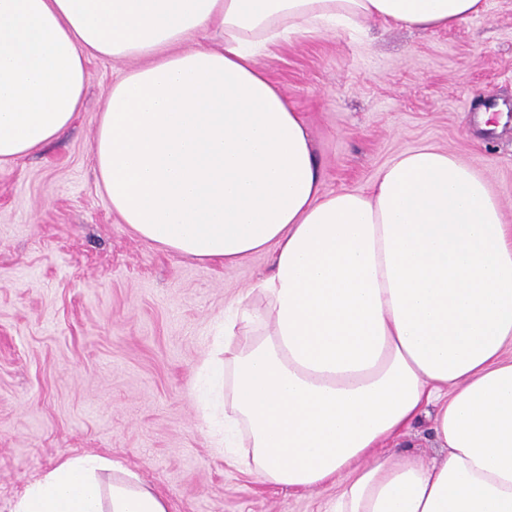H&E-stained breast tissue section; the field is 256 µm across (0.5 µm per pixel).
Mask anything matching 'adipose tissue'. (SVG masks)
<instances>
[{
	"label": "adipose tissue",
	"mask_w": 512,
	"mask_h": 512,
	"mask_svg": "<svg viewBox=\"0 0 512 512\" xmlns=\"http://www.w3.org/2000/svg\"><path fill=\"white\" fill-rule=\"evenodd\" d=\"M486 0H0V166L81 109L87 63L131 62L100 115L94 171L148 242L270 270L224 317L223 389L199 409L214 445L265 483L332 486L326 512H512V225L469 164L399 153L363 190L324 189L305 119L258 67L263 42L445 29ZM212 30L219 47L185 48ZM445 458L397 453L423 414ZM111 459L70 456L10 512H168Z\"/></svg>",
	"instance_id": "adipose-tissue-1"
}]
</instances>
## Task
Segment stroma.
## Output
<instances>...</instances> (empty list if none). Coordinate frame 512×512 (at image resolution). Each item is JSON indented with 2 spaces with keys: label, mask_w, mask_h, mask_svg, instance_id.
<instances>
[{
  "label": "stroma",
  "mask_w": 512,
  "mask_h": 512,
  "mask_svg": "<svg viewBox=\"0 0 512 512\" xmlns=\"http://www.w3.org/2000/svg\"><path fill=\"white\" fill-rule=\"evenodd\" d=\"M258 63L303 113L329 191L366 188L400 152L473 165L512 225V0L445 30L369 22L267 45ZM124 61L91 60L84 105L50 146L0 167V512L66 457L112 459L168 512H323L335 488L261 482L213 447L197 372L225 311L267 272L227 269L136 237L93 169L100 114Z\"/></svg>",
  "instance_id": "obj_1"
}]
</instances>
